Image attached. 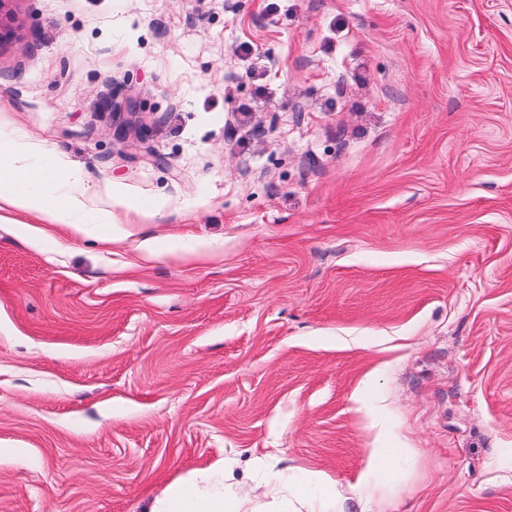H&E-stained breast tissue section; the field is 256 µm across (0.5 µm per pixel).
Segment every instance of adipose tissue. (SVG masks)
I'll return each instance as SVG.
<instances>
[{
	"mask_svg": "<svg viewBox=\"0 0 512 512\" xmlns=\"http://www.w3.org/2000/svg\"><path fill=\"white\" fill-rule=\"evenodd\" d=\"M70 181L74 189L46 203L44 194L58 180ZM86 190L79 176L60 164L31 166L24 142L0 134V223H8V213L18 209L30 212L50 224H85ZM402 457L396 448H374L368 456L363 477L365 500L386 486ZM261 484L267 495L279 504L280 512H345V500L336 491L334 480L321 473H298L293 469L263 473ZM244 494L235 487L223 466L192 471L187 478L171 485L156 498L150 512H242Z\"/></svg>",
	"mask_w": 512,
	"mask_h": 512,
	"instance_id": "1",
	"label": "adipose tissue"
}]
</instances>
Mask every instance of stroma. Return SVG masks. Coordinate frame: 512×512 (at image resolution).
Returning <instances> with one entry per match:
<instances>
[{
    "mask_svg": "<svg viewBox=\"0 0 512 512\" xmlns=\"http://www.w3.org/2000/svg\"><path fill=\"white\" fill-rule=\"evenodd\" d=\"M6 9L0 132L116 221L0 223V512L225 459L360 512L373 448V512H512V0ZM400 451L399 448L370 449L362 484L365 507L360 512H372L368 506L372 501L373 493L386 486L394 471L401 465Z\"/></svg>",
    "mask_w": 512,
    "mask_h": 512,
    "instance_id": "35a3bbf8",
    "label": "stroma"
}]
</instances>
